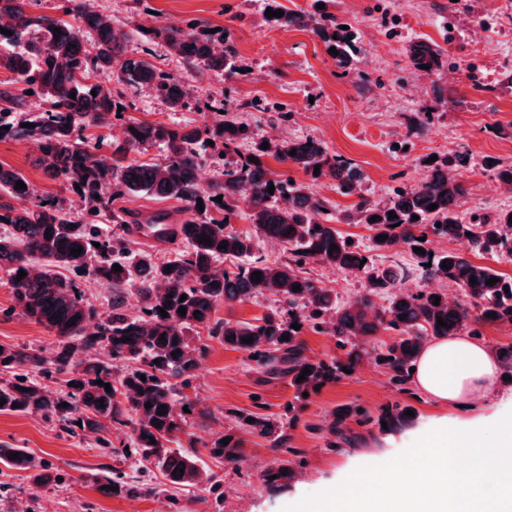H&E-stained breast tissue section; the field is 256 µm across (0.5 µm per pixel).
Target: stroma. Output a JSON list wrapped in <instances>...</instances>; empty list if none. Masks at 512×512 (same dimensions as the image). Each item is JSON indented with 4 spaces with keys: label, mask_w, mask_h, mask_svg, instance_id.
<instances>
[{
    "label": "stroma",
    "mask_w": 512,
    "mask_h": 512,
    "mask_svg": "<svg viewBox=\"0 0 512 512\" xmlns=\"http://www.w3.org/2000/svg\"><path fill=\"white\" fill-rule=\"evenodd\" d=\"M288 9L325 13L351 25L356 59L340 69L326 46L301 27L283 29L264 22L263 0H100L116 27L132 30L149 12L175 24L195 20L229 35L238 70L210 72L198 84L191 69L173 61L163 44L154 47L163 68L180 73L201 107L172 112L146 93L133 96L125 119L179 125L185 130L215 123L214 106L246 114L256 138L275 128L289 136H312L332 155L352 160L363 173V196L379 199L390 188L408 187L427 170L429 157L465 154L459 175L468 189L465 212L512 209V197L487 192L497 168L512 165V0H280ZM478 14L471 32L461 21ZM440 45L448 55L446 72L427 78L421 94H412L415 77L407 57L410 40ZM265 112L245 111L253 99ZM431 113L420 134L406 119ZM0 164L21 172L45 195H62L57 180L38 163L32 142L0 138ZM205 352L186 393L192 403L178 438L195 443L198 464L211 476L206 491L176 488L163 473L131 456L129 427L112 424L102 435L64 429L33 414L0 412V448H23L50 468L54 482L33 483L28 472L0 471V512H302L327 488L341 487L351 470L365 480L378 478L381 465L395 467L404 451L388 439L412 432L421 417L452 415L413 385L395 387L372 359L352 374L326 384L303 402L295 423H286L285 405L294 400L289 377L269 374L247 353L200 331ZM58 339L24 317L7 276L0 272V347L29 348L54 355ZM408 410L406 423L386 429L382 410ZM357 408L342 423L343 439L333 440L334 411ZM266 418L272 432L240 429L235 414ZM238 442L241 460L233 465L212 457L208 443L226 433ZM291 470L279 488H268L264 474L273 460ZM140 476L149 487L139 496L115 495L105 485L113 471Z\"/></svg>",
    "instance_id": "1"
}]
</instances>
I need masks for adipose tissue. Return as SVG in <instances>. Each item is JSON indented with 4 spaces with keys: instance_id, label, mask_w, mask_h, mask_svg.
Instances as JSON below:
<instances>
[{
    "instance_id": "obj_1",
    "label": "adipose tissue",
    "mask_w": 512,
    "mask_h": 512,
    "mask_svg": "<svg viewBox=\"0 0 512 512\" xmlns=\"http://www.w3.org/2000/svg\"><path fill=\"white\" fill-rule=\"evenodd\" d=\"M491 348L463 334L429 342L411 376L455 418L422 424L389 478L349 473L343 493L329 492L316 512H512V393L497 386Z\"/></svg>"
}]
</instances>
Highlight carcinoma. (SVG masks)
<instances>
[{"label":"carcinoma","instance_id":"carcinoma-1","mask_svg":"<svg viewBox=\"0 0 512 512\" xmlns=\"http://www.w3.org/2000/svg\"><path fill=\"white\" fill-rule=\"evenodd\" d=\"M35 0H0V70L12 77L15 88L0 97V138H31L38 146L39 163L46 174L70 188H79L84 202L83 216L72 219L67 200L40 197L26 177L0 165V190L17 201L0 213V224L8 234L0 237V270L8 276L17 306L23 314L53 332L59 339L52 357L34 350L4 348L0 350V370L9 377L0 381V411L17 410L44 419L69 424L81 422L80 429L102 432L107 424L132 425L134 452L144 460L154 459L167 479L179 486L202 489L211 477L196 463L195 452L171 448L168 443L183 430L182 411L177 405L189 404L182 390L189 387L199 366L204 347L194 342L193 331L206 329L224 339V345L246 352L264 365L290 376L296 398L313 392L345 375L343 369L356 370L367 353L364 346L381 330L393 331L396 338L381 349L375 361L386 369L392 383L403 385L410 379L424 345L443 336L467 333L480 335L479 325L499 322L512 324V278L493 268L474 263L468 254L512 256V210H502L490 217L477 212L464 217L462 206L468 189L448 170L452 159L429 163V176L416 188L397 186L387 198L371 200L361 195L363 173L351 161L329 154L324 143L315 137L285 138L262 143L244 153L241 148L254 139L250 124L232 115L214 126L204 125L186 132L177 125L130 120L124 139L112 145V155L100 153L99 144L90 141L84 131L104 128L112 119L122 117L118 108L124 103L123 88L146 92L173 111L190 105V93L181 76L151 60L153 46L161 40L179 59L194 69L222 71L234 67L235 52L223 38L224 31L208 32V27L188 21L183 25L159 22L139 28L123 37L114 33L112 17L95 5V0H53V13L31 11ZM267 22L279 27L299 24L334 47L338 66L348 69L353 61V40L343 22L331 15L319 17L284 11ZM141 43L142 55H127L131 37ZM408 56L415 70L427 65L426 74L439 72L447 64L444 50L423 41L408 45ZM116 81L121 87L108 85ZM32 94H26V91ZM96 95H91V91ZM75 97H70V94ZM44 107L29 114L23 127L14 112L30 97ZM224 145V171L204 186L197 181L198 169L206 163L208 141ZM166 150L160 162L143 163L128 159V154L145 153L154 146ZM296 154H290L291 150ZM272 155L291 163L318 180L329 177L337 181L343 194H356L359 201L352 211L333 216L325 198L312 187L296 181L286 172H274L261 160ZM320 171H314V167ZM21 181L26 189L17 188ZM249 193L242 195V185ZM275 187L274 194L268 188ZM150 195L159 201L176 200L187 213L175 225L173 238L185 243V249L165 262H157L146 251L132 253L120 263L122 271L113 270L112 251L126 247L132 225L141 223L138 216L128 217L123 208L114 207L118 200ZM222 196V202L214 201ZM203 202L204 210L197 208ZM437 204L433 211L428 209ZM247 209V219L254 232L229 228L225 219L238 216L240 205ZM112 212L116 235L101 233L97 222L102 213ZM395 217H388V213ZM377 215L379 219L371 221ZM364 224L373 234L370 245L362 247L341 235L332 222ZM211 243L199 242V237ZM454 240L459 248L439 257L430 256L428 237ZM275 241L285 256L270 264L255 259L226 272L217 262L226 257H249L255 240ZM99 246H93V243ZM227 243V248L218 245ZM335 249H330V245ZM420 247L425 254H414L430 282L439 288H421L407 292L402 277L393 267H379L372 252H388L397 245ZM82 248L78 256L72 248ZM318 263L338 270H350L365 280L362 291L345 301L330 288H322L308 276L305 266ZM448 267H442V264ZM53 264L73 268L97 282L112 285L109 315L98 320L96 308L84 298L80 284L53 275ZM173 269L166 271V266ZM26 276L16 280L19 271ZM261 272V281L252 273ZM498 278L494 285L486 284ZM476 279L471 284L470 279ZM130 284L142 299V314H125L123 286ZM300 286L295 292L292 286ZM460 296L448 301V288ZM278 296L282 307L261 319L259 324L224 320L211 323L212 313L220 304H232L258 293ZM186 300H180L181 296ZM440 303L434 304V297ZM186 308L180 315L179 307ZM165 309L162 317L159 309ZM200 311L193 316L194 311ZM496 317H491V314ZM442 318L447 326L437 324ZM75 325H70V322ZM97 322L93 332L88 325ZM297 323L301 329L291 325ZM327 334L338 347L347 350L344 358L312 359L303 354L299 339L302 328ZM289 339L284 340L282 336ZM130 341L122 342L123 337ZM253 338L247 343L245 339ZM84 359L72 364L75 348ZM311 373L296 382L304 368ZM43 375L71 373L72 385L58 391L37 380L33 372ZM180 380L182 389L170 384ZM103 384L98 385L96 381ZM110 385L111 392L105 391ZM19 408H12L13 404ZM151 404L145 408V404ZM166 406V414L157 411ZM155 443H149V439ZM211 456L227 463L239 460L235 441L221 444L216 439L208 447ZM12 449L0 448V463L32 472L37 484L48 480L47 465L35 456L19 451L10 460ZM184 473L176 472V468ZM109 485L115 494H139L142 487L114 474Z\"/></svg>","mask_w":512,"mask_h":512}]
</instances>
